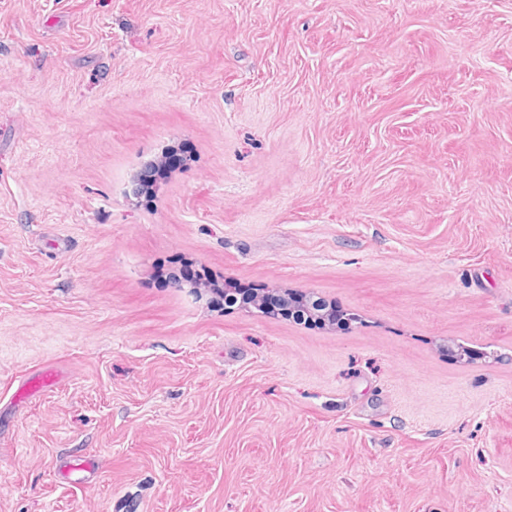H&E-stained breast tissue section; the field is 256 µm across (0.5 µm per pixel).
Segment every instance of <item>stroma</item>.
Segmentation results:
<instances>
[{
    "label": "stroma",
    "mask_w": 512,
    "mask_h": 512,
    "mask_svg": "<svg viewBox=\"0 0 512 512\" xmlns=\"http://www.w3.org/2000/svg\"><path fill=\"white\" fill-rule=\"evenodd\" d=\"M0 512H512V0H0ZM60 378L61 375L56 369L43 368L28 374L20 383L16 392L23 399L37 395L41 396L48 390L56 387Z\"/></svg>",
    "instance_id": "obj_1"
}]
</instances>
